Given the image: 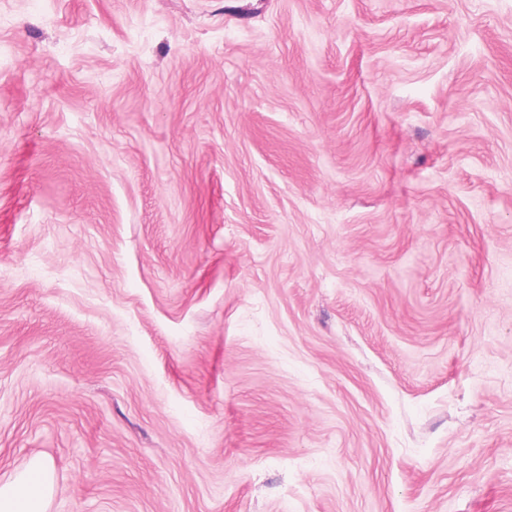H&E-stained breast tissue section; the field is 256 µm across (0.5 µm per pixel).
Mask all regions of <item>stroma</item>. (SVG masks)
Segmentation results:
<instances>
[{
	"label": "stroma",
	"instance_id": "35a3bbf8",
	"mask_svg": "<svg viewBox=\"0 0 512 512\" xmlns=\"http://www.w3.org/2000/svg\"><path fill=\"white\" fill-rule=\"evenodd\" d=\"M47 512H512V0H0V480ZM52 486L49 465L35 461L25 474L0 484V511L45 512Z\"/></svg>",
	"mask_w": 512,
	"mask_h": 512
}]
</instances>
